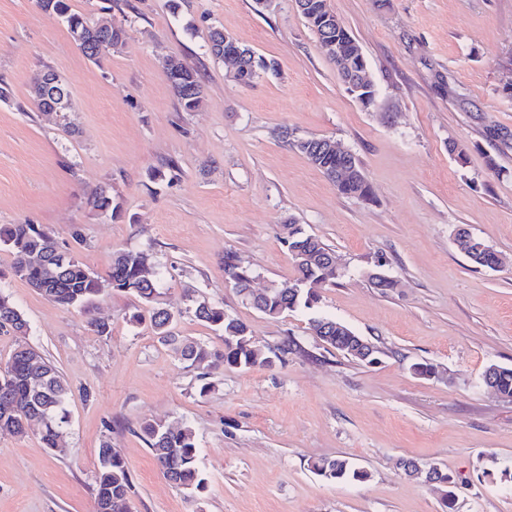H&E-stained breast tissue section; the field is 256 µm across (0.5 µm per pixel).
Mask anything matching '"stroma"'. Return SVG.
I'll list each match as a JSON object with an SVG mask.
<instances>
[{"mask_svg": "<svg viewBox=\"0 0 512 512\" xmlns=\"http://www.w3.org/2000/svg\"><path fill=\"white\" fill-rule=\"evenodd\" d=\"M69 4L91 19L111 6L128 30L121 49L92 63L35 0H0V83L11 92L0 101V227L38 225L100 275L114 250L147 252L160 300L178 315L176 336L222 348L194 315L197 303H215L282 360L250 369L183 361L140 300L107 282L91 315L110 332L97 335L87 314L14 277V255L1 247L0 292L71 394L64 454L45 448L39 426L0 432V512H96L105 443L131 474L132 512H512V401L482 379L488 365L512 368V0H330L367 59L378 92L368 109L337 79L293 0ZM213 26L276 74L249 86L230 78L206 52ZM171 56L199 72L195 111L179 107L162 68ZM46 70L68 83L67 119L31 104L32 80ZM285 129L351 150L372 200L340 195L282 139ZM171 159L176 176L150 181L149 169ZM105 185L113 215L87 202ZM289 222L335 251L345 275L317 309L376 346V364L314 336L309 312L267 317L225 282L228 251L252 270L255 290L293 277ZM460 228L505 264H473L456 244ZM379 259L395 288L367 279ZM419 363L435 377L413 374ZM147 420L192 427L203 494L163 477L136 434ZM336 455L368 480L309 470ZM404 458L439 467L449 486L406 476Z\"/></svg>", "mask_w": 512, "mask_h": 512, "instance_id": "35a3bbf8", "label": "stroma"}]
</instances>
